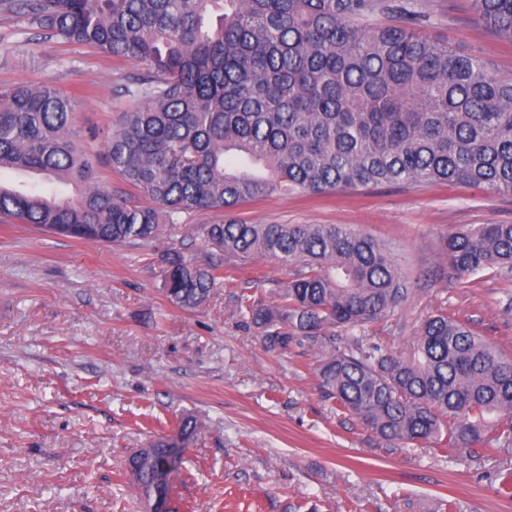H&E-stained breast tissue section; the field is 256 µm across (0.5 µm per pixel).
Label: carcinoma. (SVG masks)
<instances>
[{
	"mask_svg": "<svg viewBox=\"0 0 512 512\" xmlns=\"http://www.w3.org/2000/svg\"><path fill=\"white\" fill-rule=\"evenodd\" d=\"M476 19L512 43V0H470ZM0 11L68 42L140 66L133 100L104 153L73 124L80 98L50 87L0 90V222L75 239L150 246L179 216L275 193L319 195L383 183H454L512 194V80L474 54L424 36L432 0H0ZM380 16L395 22H377ZM106 159L152 201L99 184ZM227 257L292 269L265 303L235 297L267 349L322 352L320 386L387 444H433L479 456L512 445V359L446 313L421 323L408 353L373 341L368 325L408 297L386 245L342 224H203ZM163 290L203 308L224 263L161 251ZM463 276L512 274V224L473 225L448 238ZM348 337L336 343L337 331ZM203 425L181 418L128 459L141 495H168L182 462L171 449Z\"/></svg>",
	"mask_w": 512,
	"mask_h": 512,
	"instance_id": "carcinoma-1",
	"label": "carcinoma"
}]
</instances>
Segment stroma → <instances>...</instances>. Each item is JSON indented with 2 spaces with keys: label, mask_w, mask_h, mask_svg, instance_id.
Listing matches in <instances>:
<instances>
[{
  "label": "stroma",
  "mask_w": 512,
  "mask_h": 512,
  "mask_svg": "<svg viewBox=\"0 0 512 512\" xmlns=\"http://www.w3.org/2000/svg\"><path fill=\"white\" fill-rule=\"evenodd\" d=\"M423 31L512 79V44L475 20L468 0H433ZM135 63L0 12V86L86 92L73 122L114 130ZM344 224L386 242L411 288L368 330L405 351L438 311L512 357V278L453 275L450 236L512 224V196L452 183H402L323 195L275 194L180 216L163 239L191 261L206 254L196 224ZM231 285L200 310L173 305L152 248L0 224V512H145L127 459L181 416L204 430L170 480L172 512H512L496 475L512 452L473 457L379 443L319 389V354L266 349L230 292L272 300L289 268L236 261Z\"/></svg>",
  "instance_id": "obj_1"
}]
</instances>
